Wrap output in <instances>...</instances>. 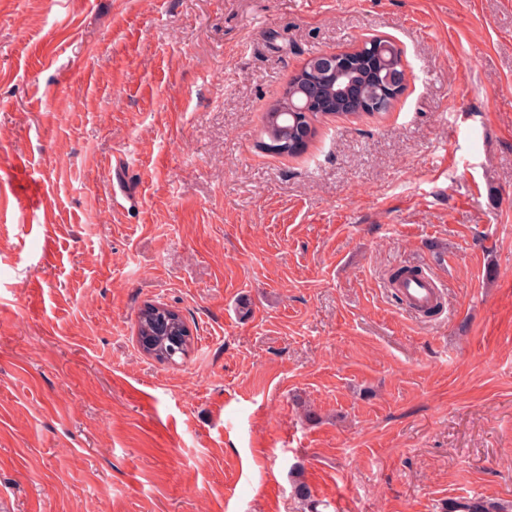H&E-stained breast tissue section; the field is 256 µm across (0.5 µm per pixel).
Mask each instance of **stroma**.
<instances>
[{
    "label": "stroma",
    "instance_id": "1",
    "mask_svg": "<svg viewBox=\"0 0 512 512\" xmlns=\"http://www.w3.org/2000/svg\"><path fill=\"white\" fill-rule=\"evenodd\" d=\"M371 36L392 111L264 151L304 62ZM0 205V512L512 501V0H0ZM148 302L182 361L139 348ZM400 66V72H397L394 70V68H391L386 77V82L389 86L388 89L394 90L396 88H402V91L399 94V96L405 91L408 83L407 66L403 60L402 55L400 59ZM388 94H381L375 96L371 100L372 109L369 112H372L373 114H381L380 112H391V110L394 107V103L399 96L395 100H393L392 98H389ZM140 197L135 190H132L124 180L116 177V181L112 180V205L120 209H126L125 203L129 207L136 206ZM440 288L433 277L425 276L419 281H410L400 288L398 296L406 309L422 311L439 300Z\"/></svg>",
    "mask_w": 512,
    "mask_h": 512
}]
</instances>
